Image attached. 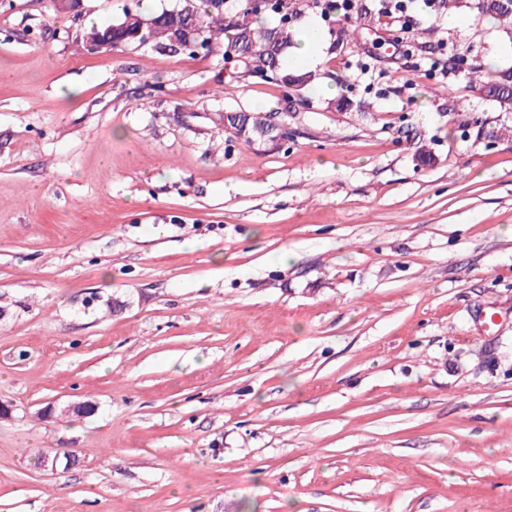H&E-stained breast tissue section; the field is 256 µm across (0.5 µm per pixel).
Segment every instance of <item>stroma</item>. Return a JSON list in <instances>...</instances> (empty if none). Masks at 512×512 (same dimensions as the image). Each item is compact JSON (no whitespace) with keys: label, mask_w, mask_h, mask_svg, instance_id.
<instances>
[{"label":"stroma","mask_w":512,"mask_h":512,"mask_svg":"<svg viewBox=\"0 0 512 512\" xmlns=\"http://www.w3.org/2000/svg\"><path fill=\"white\" fill-rule=\"evenodd\" d=\"M181 5L0 0V512H512V105L471 74L512 31L298 0L301 96L83 43ZM313 2L326 18H331L332 14L340 12L345 19H351L358 13L356 0H314ZM272 112H253L247 113L239 120L238 126L235 124L238 121L227 118L228 126L225 131L232 136L245 143H250V139L258 137L266 133L272 123ZM247 127L244 130V127Z\"/></svg>","instance_id":"1"}]
</instances>
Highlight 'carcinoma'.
Segmentation results:
<instances>
[{"mask_svg":"<svg viewBox=\"0 0 512 512\" xmlns=\"http://www.w3.org/2000/svg\"><path fill=\"white\" fill-rule=\"evenodd\" d=\"M283 0H273L271 8L261 15L243 16L237 23L226 10L216 7L215 0H183L182 7L193 12L202 39L209 48L223 50L226 63H234L248 74H256L274 81L286 89L301 95L316 79V75L302 68L287 72L282 69L283 53L295 43V31L291 26L271 28L265 18L280 10ZM512 4L507 0H478V8L492 22L506 30H512ZM137 9L127 8L123 16L112 23V46L138 43L136 31ZM157 31L161 35L155 47L172 52L191 51L183 44L173 45L168 32L180 28L182 19L174 11H162L152 15ZM270 112L247 113L239 121L228 120L226 131L245 143L253 137L266 133L272 123Z\"/></svg>","mask_w":512,"mask_h":512,"instance_id":"carcinoma-1","label":"carcinoma"}]
</instances>
